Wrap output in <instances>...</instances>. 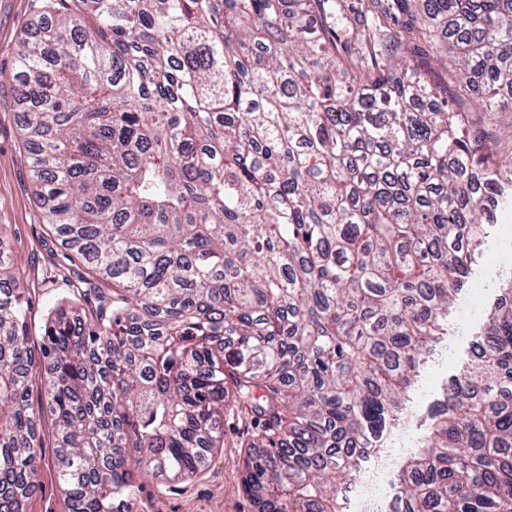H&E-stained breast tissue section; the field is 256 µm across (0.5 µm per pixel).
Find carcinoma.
<instances>
[{"label": "carcinoma", "mask_w": 512, "mask_h": 512, "mask_svg": "<svg viewBox=\"0 0 512 512\" xmlns=\"http://www.w3.org/2000/svg\"><path fill=\"white\" fill-rule=\"evenodd\" d=\"M41 0L10 79L81 268L41 335L0 244V512L50 438L68 512H130L251 423L258 512H345L512 201V0ZM351 9L342 37L330 19ZM326 18L316 28L310 18ZM401 459L392 512H512V279Z\"/></svg>", "instance_id": "carcinoma-1"}]
</instances>
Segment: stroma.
<instances>
[{"instance_id":"35a3bbf8","label":"stroma","mask_w":512,"mask_h":512,"mask_svg":"<svg viewBox=\"0 0 512 512\" xmlns=\"http://www.w3.org/2000/svg\"><path fill=\"white\" fill-rule=\"evenodd\" d=\"M37 24L35 0H0V74L5 77L0 83V238L9 246L15 265L34 275L36 304L32 321L41 329L51 319L55 306L74 298L75 293L68 282L70 264L49 251L51 241L20 148L19 107L6 80L15 66L23 30ZM491 214L492 234L482 247L462 296L463 301L474 302L475 310L455 334L451 359L439 366L428 365L421 372L417 386L421 409H428L442 381L467 362L482 328V313L497 298L494 282L512 273V205L493 207ZM244 429V423L225 416L224 445L215 450L208 464L175 486L162 480L147 481L131 512H255L242 488Z\"/></svg>"}]
</instances>
